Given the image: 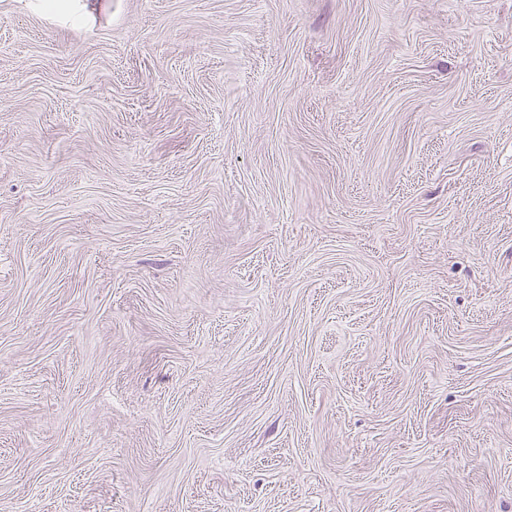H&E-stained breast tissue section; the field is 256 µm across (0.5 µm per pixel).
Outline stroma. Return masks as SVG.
Here are the masks:
<instances>
[{
  "label": "stroma",
  "mask_w": 512,
  "mask_h": 512,
  "mask_svg": "<svg viewBox=\"0 0 512 512\" xmlns=\"http://www.w3.org/2000/svg\"><path fill=\"white\" fill-rule=\"evenodd\" d=\"M0 512H512V0H0Z\"/></svg>",
  "instance_id": "1"
}]
</instances>
